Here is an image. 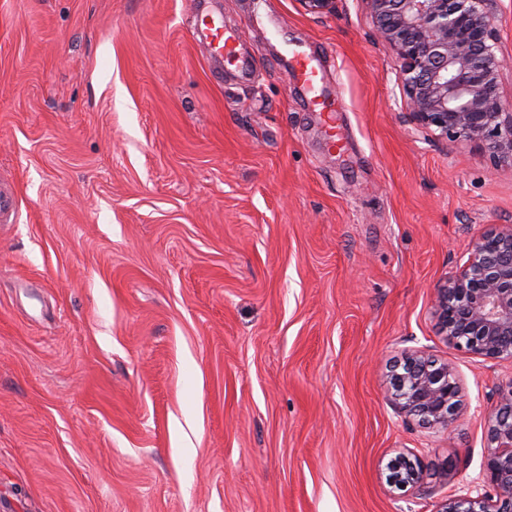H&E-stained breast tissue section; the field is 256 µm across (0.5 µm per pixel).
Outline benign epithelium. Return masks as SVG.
I'll return each instance as SVG.
<instances>
[{"mask_svg": "<svg viewBox=\"0 0 512 512\" xmlns=\"http://www.w3.org/2000/svg\"><path fill=\"white\" fill-rule=\"evenodd\" d=\"M310 14L334 11L336 0H298ZM373 26L395 52L413 124L486 148L512 162V100L501 91L500 0H364ZM439 331L459 349L512 363V225L483 234L466 263L437 286ZM396 405L429 426L458 416L454 368L420 353L403 357L390 376ZM483 473L491 491L443 501L436 512H512V379L499 390L488 419ZM423 479L419 463L399 455L389 481L405 490Z\"/></svg>", "mask_w": 512, "mask_h": 512, "instance_id": "1", "label": "benign epithelium"}]
</instances>
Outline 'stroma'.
I'll return each instance as SVG.
<instances>
[{"mask_svg":"<svg viewBox=\"0 0 512 512\" xmlns=\"http://www.w3.org/2000/svg\"><path fill=\"white\" fill-rule=\"evenodd\" d=\"M0 0V512H436L489 486L512 364L449 344L434 288L512 225V165L409 122L364 0ZM321 59L344 153L284 55ZM461 413H398L404 352ZM421 487L387 481L398 453ZM195 35L205 41L211 57L235 60L238 72L244 80L253 73L254 61L240 53L239 32L224 27L222 16L211 13L202 18L199 26L195 28Z\"/></svg>","mask_w":512,"mask_h":512,"instance_id":"1","label":"stroma"}]
</instances>
